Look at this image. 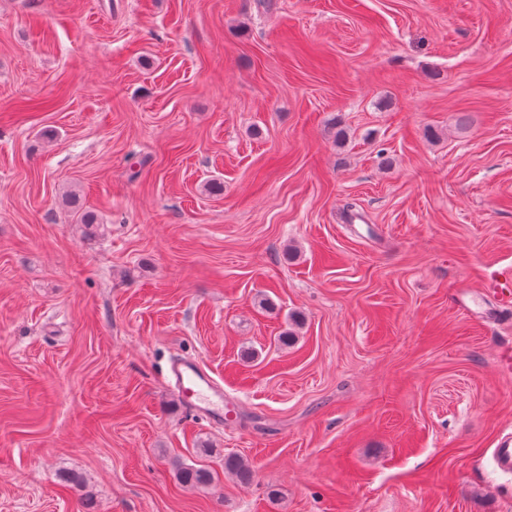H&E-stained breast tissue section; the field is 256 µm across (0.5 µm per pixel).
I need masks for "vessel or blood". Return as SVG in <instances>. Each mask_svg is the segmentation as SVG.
Returning a JSON list of instances; mask_svg holds the SVG:
<instances>
[{
    "label": "vessel or blood",
    "instance_id": "obj_1",
    "mask_svg": "<svg viewBox=\"0 0 512 512\" xmlns=\"http://www.w3.org/2000/svg\"><path fill=\"white\" fill-rule=\"evenodd\" d=\"M177 399L199 420L223 427L228 419L224 410V388L199 360L171 362L168 375Z\"/></svg>",
    "mask_w": 512,
    "mask_h": 512
}]
</instances>
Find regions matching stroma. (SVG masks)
<instances>
[{
	"label": "stroma",
	"instance_id": "stroma-1",
	"mask_svg": "<svg viewBox=\"0 0 512 512\" xmlns=\"http://www.w3.org/2000/svg\"><path fill=\"white\" fill-rule=\"evenodd\" d=\"M508 270L512 0H0V512H512ZM173 394L193 415L211 426L224 428L229 410L224 412V387L197 359L173 361L169 368Z\"/></svg>",
	"mask_w": 512,
	"mask_h": 512
}]
</instances>
